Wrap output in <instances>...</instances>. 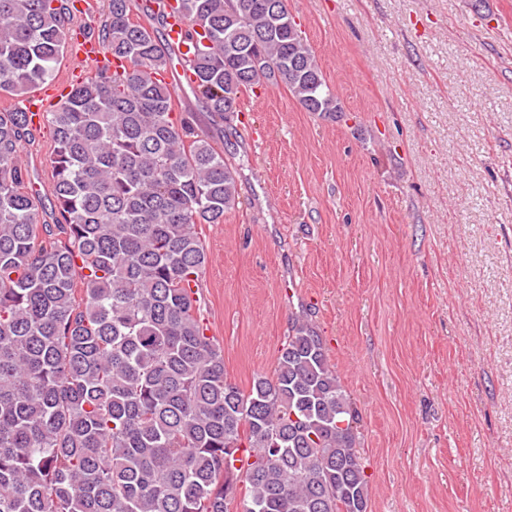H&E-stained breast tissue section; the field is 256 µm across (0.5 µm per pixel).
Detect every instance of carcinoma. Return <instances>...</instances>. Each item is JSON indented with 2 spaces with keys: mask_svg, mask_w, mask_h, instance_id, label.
<instances>
[{
  "mask_svg": "<svg viewBox=\"0 0 512 512\" xmlns=\"http://www.w3.org/2000/svg\"><path fill=\"white\" fill-rule=\"evenodd\" d=\"M70 0H0V94L55 78ZM108 0L100 71L45 114L55 222H37L28 113L0 111V512H367L359 421L316 328L299 318L272 376L229 381L197 297L201 224L238 206L236 170L151 73L181 63L141 0ZM219 117L284 84L342 111L287 0H180Z\"/></svg>",
  "mask_w": 512,
  "mask_h": 512,
  "instance_id": "1",
  "label": "carcinoma"
}]
</instances>
